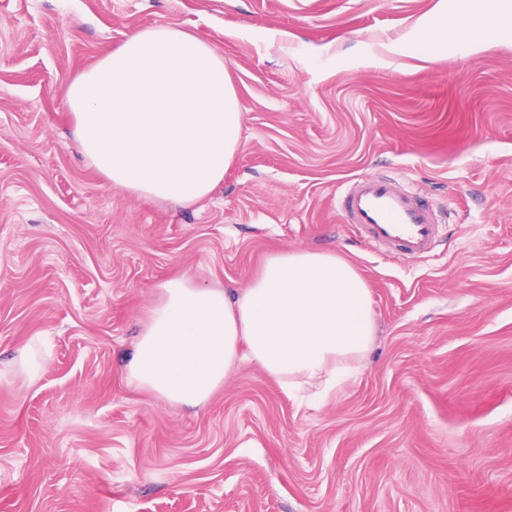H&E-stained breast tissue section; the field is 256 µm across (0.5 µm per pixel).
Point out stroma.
Segmentation results:
<instances>
[{
    "mask_svg": "<svg viewBox=\"0 0 512 512\" xmlns=\"http://www.w3.org/2000/svg\"><path fill=\"white\" fill-rule=\"evenodd\" d=\"M442 0H0V512H512V31L395 53ZM223 56L242 146L188 207L81 153L65 87L133 30ZM428 202L420 257L337 200ZM353 263L374 343L321 404L246 366L203 408L125 376L159 286L242 288L275 252ZM47 355L32 379L21 349Z\"/></svg>",
    "mask_w": 512,
    "mask_h": 512,
    "instance_id": "1",
    "label": "stroma"
}]
</instances>
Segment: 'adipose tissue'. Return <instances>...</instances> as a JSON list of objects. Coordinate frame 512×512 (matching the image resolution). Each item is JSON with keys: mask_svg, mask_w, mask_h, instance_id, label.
Wrapping results in <instances>:
<instances>
[{"mask_svg": "<svg viewBox=\"0 0 512 512\" xmlns=\"http://www.w3.org/2000/svg\"><path fill=\"white\" fill-rule=\"evenodd\" d=\"M504 0H454L461 23L420 24L399 53L423 56L439 40L473 48L499 36ZM65 97L90 164L113 186L187 207L223 181L241 147L242 114L224 59L179 27L135 30L74 77ZM369 290L334 253L269 255L246 287L184 277L160 285L126 367L137 388L206 406L242 364L289 395L319 402L357 370L374 341Z\"/></svg>", "mask_w": 512, "mask_h": 512, "instance_id": "adipose-tissue-1", "label": "adipose tissue"}]
</instances>
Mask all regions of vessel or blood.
I'll return each mask as SVG.
<instances>
[{
    "label": "vessel or blood",
    "instance_id": "1",
    "mask_svg": "<svg viewBox=\"0 0 512 512\" xmlns=\"http://www.w3.org/2000/svg\"><path fill=\"white\" fill-rule=\"evenodd\" d=\"M342 215L359 225L369 244L404 255L428 252L439 233L431 211L414 194L380 177L355 182L343 199Z\"/></svg>",
    "mask_w": 512,
    "mask_h": 512
}]
</instances>
